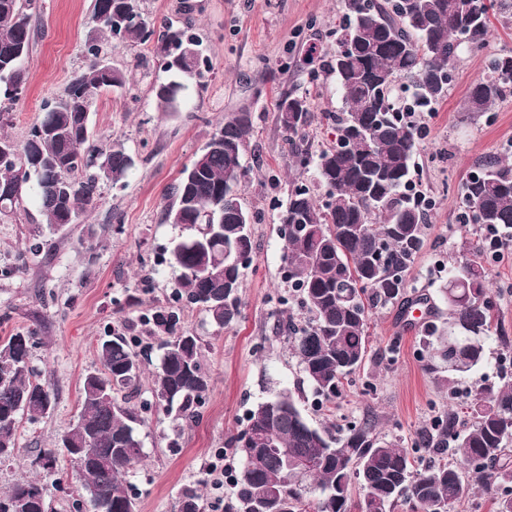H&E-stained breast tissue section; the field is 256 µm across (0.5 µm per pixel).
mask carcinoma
I'll return each mask as SVG.
<instances>
[{
  "label": "carcinoma",
  "instance_id": "obj_1",
  "mask_svg": "<svg viewBox=\"0 0 512 512\" xmlns=\"http://www.w3.org/2000/svg\"><path fill=\"white\" fill-rule=\"evenodd\" d=\"M34 0H0V94L19 99L30 53L29 11ZM337 35L350 34L354 48L334 51L330 70L342 107L324 115L329 146L314 162V179L326 190L319 203L301 184L279 213L286 279L296 288L309 318L288 320L291 347L304 379L321 405L336 402L344 382L367 355L371 310L409 302L407 277L425 241L426 199L415 189L411 160L424 126L409 114L433 111L446 97L460 54L484 49L490 17L512 23V0H344ZM96 28L86 42L87 69L63 93L42 106L26 139L0 135L13 161L0 169V218L36 200L47 228L58 231L103 199V186L122 184L134 166L124 144L106 147L91 139L92 98L121 88L124 74L105 61L101 40L134 44L153 33L140 0H92ZM187 29L167 28L159 54L170 79L154 87L158 110L180 112L190 81L211 69L209 59L172 63V44L194 40ZM512 97V54L493 53L486 74L474 82L465 110L482 116ZM294 103L298 110L285 108ZM278 120L292 153L305 137L311 112L304 96L285 94ZM364 130L368 143H353ZM252 132L251 115L234 112L202 152L182 171L165 220L186 231L173 242L178 298L222 329L240 314L242 269L252 260L253 240L239 191L242 159ZM464 223L488 232L481 253H461L448 270L442 295L448 318L430 321L421 336L424 369L448 382L486 360L494 304L484 258L512 248V161L481 162L462 186ZM145 324L166 335L151 395L177 420L193 422L211 382L203 366L201 338L181 326L180 308H151ZM42 344L35 329L0 336V462L20 448L22 420L48 416L58 394L39 379L33 351ZM100 368L85 375L78 417L32 464L41 479H25L0 493V512H49L44 481L58 473L59 455L73 462L84 512H138L128 473L143 459L131 406L140 389L142 363L124 336L102 341ZM467 418L452 406L418 432L414 447L440 460L412 469L409 452L368 422L310 424L293 397L281 392L257 404L245 427L229 441L240 457L233 494L224 512H452L473 482L494 491L493 512H512V376L480 383L465 393ZM474 461L480 467L473 469ZM358 489L352 501V488ZM177 512H204L202 496L183 490Z\"/></svg>",
  "mask_w": 512,
  "mask_h": 512
}]
</instances>
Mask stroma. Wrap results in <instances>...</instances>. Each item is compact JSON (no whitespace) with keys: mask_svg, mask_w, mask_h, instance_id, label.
<instances>
[{"mask_svg":"<svg viewBox=\"0 0 512 512\" xmlns=\"http://www.w3.org/2000/svg\"><path fill=\"white\" fill-rule=\"evenodd\" d=\"M91 0H36L30 12L33 43L25 61L26 89L7 104L4 131L23 141L44 101L62 94L88 63L86 37L94 25ZM156 33L165 24L192 29L211 69L191 85L183 111H158L153 89L166 81L156 42H106L112 66L124 72V88L100 92L91 106L92 132L101 144L123 141L134 159L125 185L103 189L101 203L76 224L50 233L34 201L15 217L0 220V336L37 329L43 344L33 363L58 394L54 411L22 422L21 447L0 463V491L32 477L31 461L76 419L83 376L99 367L97 345L105 336L136 337L145 374L136 408L145 459L128 474L139 512H174L183 489L198 488L205 512H224L239 460L229 439L249 409L286 390L312 424L371 421L387 438L401 440L417 465L429 455L414 445L417 433L446 408L444 384L425 371L420 326L400 305L373 309L369 351L335 405L318 407L297 359L286 343L283 321L303 322L306 312L284 277L278 232L281 205L294 177L317 199L325 190L312 173L297 175L277 104L288 92L306 95L312 123L302 149L316 155L329 131L324 113L342 102L327 61L336 48L343 0H142ZM512 53V25L494 22L486 52ZM486 52H463L448 96L427 113V136L412 159L417 190L431 200L424 248L409 273V289L426 297L431 318L445 314L441 290L460 252L481 241L476 226L464 225L461 185L478 161L512 151V98L497 103L491 117H472L461 104L485 72ZM250 112L253 133L243 158L241 197L253 215V260L243 271L241 314L220 329L190 304L181 321L201 338L211 376L210 391L196 423L181 427L159 409L149 392L159 364L158 335L140 316L172 302L177 273L170 247L180 229L165 223L172 189L216 132L224 116ZM39 244L29 253L30 244ZM501 336L512 339V253L487 260Z\"/></svg>","mask_w":512,"mask_h":512,"instance_id":"35a3bbf8","label":"stroma"}]
</instances>
